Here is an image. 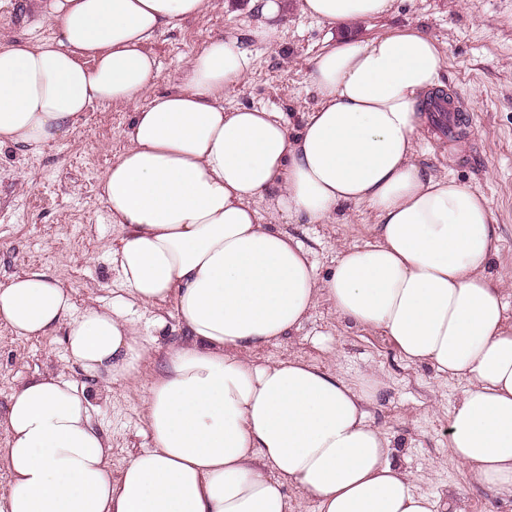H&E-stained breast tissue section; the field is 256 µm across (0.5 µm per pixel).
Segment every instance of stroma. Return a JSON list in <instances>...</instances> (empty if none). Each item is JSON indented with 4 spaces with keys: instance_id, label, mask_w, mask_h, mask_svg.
Here are the masks:
<instances>
[{
    "instance_id": "35a3bbf8",
    "label": "stroma",
    "mask_w": 512,
    "mask_h": 512,
    "mask_svg": "<svg viewBox=\"0 0 512 512\" xmlns=\"http://www.w3.org/2000/svg\"><path fill=\"white\" fill-rule=\"evenodd\" d=\"M256 19L249 0H211L199 17L158 34L147 45L160 63L156 91L176 86L209 37L235 34L244 37L254 66L243 85L225 95V109L264 107L299 132L304 112L316 103L306 69L332 45L330 31L302 15L297 0H289L277 45L248 39ZM407 23L436 41L446 58L443 92L470 125L451 144L426 122L415 160L426 174L453 178L487 197L499 237L488 273L512 307V0H395L389 18L352 25L348 33L366 39ZM52 32L51 21L35 17L25 0H0L1 38H46ZM133 112L130 105H99L85 113L74 136L40 153L0 150V283L35 269L64 280L76 307L94 300L111 304L119 284L110 251L119 233L102 202V183L127 145L123 132ZM375 221L366 205L351 204L335 223L291 224L287 230L311 248L324 279L344 248L366 241ZM249 356L259 362L303 359L366 387L371 418L391 438L394 462L407 469L418 491L443 502L462 500L465 512H512V502L493 498L448 454V421L465 381L402 360L387 336L347 322L325 301L298 330ZM48 369L85 389L112 446V475L120 477L130 456L150 445L143 386L85 375L68 361L62 334L23 337L0 322V411L19 385Z\"/></svg>"
}]
</instances>
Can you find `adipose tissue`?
<instances>
[{
	"instance_id": "adipose-tissue-1",
	"label": "adipose tissue",
	"mask_w": 512,
	"mask_h": 512,
	"mask_svg": "<svg viewBox=\"0 0 512 512\" xmlns=\"http://www.w3.org/2000/svg\"><path fill=\"white\" fill-rule=\"evenodd\" d=\"M209 0H29L49 38L0 39V149L38 152L71 137L104 103L136 105L103 200L119 230L122 293L76 308L39 271L0 284V322L20 336L63 330L69 361L104 381L138 383L148 352L135 310L174 318L183 340L148 384L150 447L113 478L112 449L85 392L45 371L0 412L11 475L0 512H289L287 484L317 512H440L392 461L368 395L300 359L258 362L250 349L300 328L319 301L388 336L403 360L467 386L448 453L494 497L512 500V318L487 269L497 249L486 197L414 161L421 104L445 60L413 25L348 36L309 63L318 98L291 134L279 113L225 111L254 57L238 36L208 38L177 86L153 93L146 49ZM394 0H299L345 31L390 16ZM248 35L276 45L286 0H250ZM146 107H139L142 97ZM264 199L274 221L254 208ZM364 203L377 222L319 278L309 249L280 227L335 222Z\"/></svg>"
}]
</instances>
